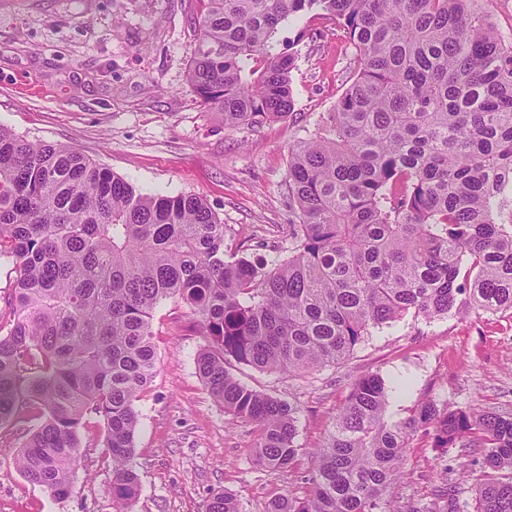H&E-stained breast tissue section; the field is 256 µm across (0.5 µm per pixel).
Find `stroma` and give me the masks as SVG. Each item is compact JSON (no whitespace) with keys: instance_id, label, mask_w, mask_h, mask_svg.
I'll return each instance as SVG.
<instances>
[{"instance_id":"obj_1","label":"stroma","mask_w":512,"mask_h":512,"mask_svg":"<svg viewBox=\"0 0 512 512\" xmlns=\"http://www.w3.org/2000/svg\"><path fill=\"white\" fill-rule=\"evenodd\" d=\"M204 10L203 0H0V126L32 142L78 148L143 192L202 196L224 226L227 252L271 264L291 247L288 147L333 110L357 60L332 22L313 19L319 36L301 42L292 113L229 130L188 82ZM152 324L158 361L139 403L133 512H205L219 490L243 512H265L285 494L306 497L314 448L352 386L374 373L395 387L386 409L392 422L406 421L427 400L512 416V315L408 317L308 376L234 368L242 383L297 409V456L288 469L266 468L256 461L257 426L233 420L198 374L205 340L187 308L163 301ZM26 430L23 423L0 427V512H113L112 466L98 424L80 430L84 462L63 500L17 470ZM445 461L453 467L446 477ZM481 476L471 458L418 431L386 498L393 512L413 503L444 512L438 494L450 481L460 512H475L470 486Z\"/></svg>"}]
</instances>
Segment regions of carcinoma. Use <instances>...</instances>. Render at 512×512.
I'll return each instance as SVG.
<instances>
[{"instance_id":"obj_1","label":"carcinoma","mask_w":512,"mask_h":512,"mask_svg":"<svg viewBox=\"0 0 512 512\" xmlns=\"http://www.w3.org/2000/svg\"><path fill=\"white\" fill-rule=\"evenodd\" d=\"M188 73L205 108L236 129L293 110L305 32L330 20L360 61L334 111L288 149L292 248L273 266L224 259V225L196 194L150 195L72 147L0 126V259L13 263L0 324V424L35 421L22 476L62 500L83 456L79 428L103 425L112 508L130 512L138 402L156 368L152 313L185 305L205 337L198 373L235 419L259 427L258 461L298 453L296 407L242 384L234 364L296 375L338 363L374 329L472 308L512 313V43L482 0H206ZM389 387L360 379L316 451L307 498L266 512H392L384 498L410 432L476 450L489 478L476 512H512V417L424 403L386 419ZM206 512H242L228 493Z\"/></svg>"}]
</instances>
